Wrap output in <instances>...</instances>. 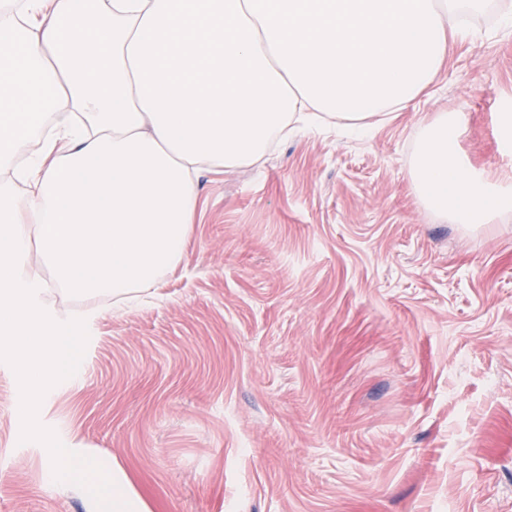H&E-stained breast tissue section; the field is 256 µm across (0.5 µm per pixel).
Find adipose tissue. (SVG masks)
I'll list each match as a JSON object with an SVG mask.
<instances>
[{"mask_svg": "<svg viewBox=\"0 0 512 512\" xmlns=\"http://www.w3.org/2000/svg\"><path fill=\"white\" fill-rule=\"evenodd\" d=\"M489 0H0V350L30 394L65 366L76 322L42 299L38 245L69 292L125 299L181 260L202 166L261 157L301 112L365 120L407 107L449 41L475 40ZM457 121L426 125L411 179L461 221L498 194L455 154ZM50 480L112 512H150L120 467L56 449Z\"/></svg>", "mask_w": 512, "mask_h": 512, "instance_id": "adipose-tissue-1", "label": "adipose tissue"}]
</instances>
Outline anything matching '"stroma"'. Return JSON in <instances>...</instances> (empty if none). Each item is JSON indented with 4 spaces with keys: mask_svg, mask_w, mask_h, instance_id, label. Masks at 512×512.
Here are the masks:
<instances>
[{
    "mask_svg": "<svg viewBox=\"0 0 512 512\" xmlns=\"http://www.w3.org/2000/svg\"><path fill=\"white\" fill-rule=\"evenodd\" d=\"M369 134L321 122L208 169L139 305L72 293L74 370L31 397L0 352V512H95L54 449L120 464L151 512H512V200L452 224L410 178L423 126L512 178V32L493 13Z\"/></svg>",
    "mask_w": 512,
    "mask_h": 512,
    "instance_id": "obj_1",
    "label": "stroma"
}]
</instances>
